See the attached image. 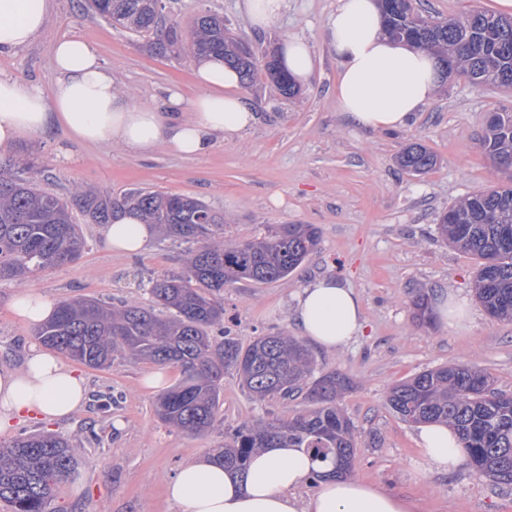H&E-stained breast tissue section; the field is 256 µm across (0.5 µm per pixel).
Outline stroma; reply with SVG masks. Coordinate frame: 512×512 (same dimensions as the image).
I'll return each instance as SVG.
<instances>
[{"instance_id":"stroma-1","label":"stroma","mask_w":512,"mask_h":512,"mask_svg":"<svg viewBox=\"0 0 512 512\" xmlns=\"http://www.w3.org/2000/svg\"><path fill=\"white\" fill-rule=\"evenodd\" d=\"M337 0H288L273 27L248 23L241 0H163L165 19L188 29L202 12L222 15L225 26L253 45L274 48L284 37H304L316 57L314 76L297 97L283 98L266 79L244 88L256 124L224 138L204 154L183 157L167 147L143 154L107 144H76L65 131L33 135L0 155L24 159L42 188L72 197L83 184L120 198L136 189L193 196L224 218V238L241 242L267 224H315L318 249L287 278L241 282L224 290V326L246 344L270 333H293L292 298L315 277L345 280L359 296L365 323L340 351L313 348L319 372L347 376L351 387L339 404L357 428L359 447L351 475L398 495L415 512H512V485L495 483L461 467L436 469L417 443V424L386 403L390 387L423 370L469 362L488 372L496 387L512 393V322L492 318L476 299L474 256L437 238L435 226L452 202L497 183L480 147L490 113L512 112V91L448 78L436 98L400 131L349 128L336 110L337 64L322 37V24ZM86 0H53L47 28L28 47L0 55V71L52 91L54 43L77 35L90 42L130 99L162 106L171 86L185 101L198 94L193 57L182 47L155 54L150 35L113 28L86 13ZM418 142L437 155L431 171L400 170L402 148ZM86 247L72 264L38 273L27 289L53 301L87 298L117 304L148 303L150 278L184 269L187 243L155 236L141 254L112 253L103 228L83 224ZM19 284L0 283V368L24 365L34 326L10 304ZM447 289L466 299L470 316L456 325L413 317L416 294ZM153 363L120 356L103 370L82 368L87 396L72 416L27 420L16 431H50L70 440L79 461L75 475L55 489V512H176L166 487L180 467L229 442L233 429L293 417L304 398L261 403L225 374L221 425L193 435L163 423L155 412L159 390L143 386Z\"/></svg>"}]
</instances>
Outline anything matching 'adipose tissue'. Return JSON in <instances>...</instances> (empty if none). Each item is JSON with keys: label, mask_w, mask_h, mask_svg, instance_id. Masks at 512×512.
Segmentation results:
<instances>
[{"label": "adipose tissue", "mask_w": 512, "mask_h": 512, "mask_svg": "<svg viewBox=\"0 0 512 512\" xmlns=\"http://www.w3.org/2000/svg\"><path fill=\"white\" fill-rule=\"evenodd\" d=\"M50 17L51 0H0V54L28 46ZM323 34L338 65L336 108L354 128L404 129L435 98L440 84L436 57L389 37L377 0H337ZM278 62L298 84L308 83L315 70L309 44L298 37L281 42ZM53 66L56 81L48 94L39 85L0 73V149L25 135L48 136L61 129L78 142L143 153L165 145L192 157L256 122L240 91L238 72L218 57L195 68L201 92L190 106L172 93L163 113L132 102L83 38L58 40ZM153 235L152 226L120 213L106 225L104 239L112 251L136 253L147 249ZM293 317L300 336L328 351L345 348L363 330L361 301L333 276L316 278L301 289ZM85 399L83 376L56 352L31 345L22 369H0V433L26 418H66ZM418 444L443 472L454 471L465 459L455 431L441 422L422 425ZM316 467L298 448L259 449L243 474L212 461H193L169 484V501L180 512H410L405 501L351 477H323L312 495L298 499L296 490Z\"/></svg>", "instance_id": "1"}]
</instances>
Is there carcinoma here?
<instances>
[{
	"label": "carcinoma",
	"instance_id": "obj_1",
	"mask_svg": "<svg viewBox=\"0 0 512 512\" xmlns=\"http://www.w3.org/2000/svg\"><path fill=\"white\" fill-rule=\"evenodd\" d=\"M160 0H90L96 15L114 27L138 34L161 33L154 50L164 54L178 43L179 23L163 25ZM388 34L434 52L441 66H452L474 85L512 89V17L475 9L460 19L435 22L416 11L413 0H380ZM188 47L199 57L217 56L237 69L243 81L263 76L285 98L299 87L246 41L232 36L224 18L198 15ZM481 145L493 161L512 162V112H496L486 121ZM437 156L420 143L398 155L406 173L432 170ZM78 207L92 224H109L118 212L137 214L166 236L193 245L185 270L148 281L152 304L117 307L92 299H65L54 318L36 336L46 347L91 369L112 366L117 354L181 369L182 381L165 391L157 414L165 423L202 434L219 422L224 374L234 372L259 400L287 399L301 392L309 408L291 419L259 422L238 429L215 455L225 467L245 471L251 455L273 444L303 448L328 467L316 471L344 475L357 452V430L336 404L350 380L336 372L315 375L312 353L282 333L240 344L224 330V287L240 281L267 284L288 277L318 248L315 224H267L254 239L224 242L223 219L203 201L159 191H131L117 200L107 192L79 187L65 200L0 169V282L22 284L36 273L77 261L84 250ZM446 243L475 256L476 297L494 318L512 321V184L492 185L448 206L437 225ZM165 309V313L156 308ZM413 317L431 322L428 298L412 301ZM221 333L218 342L213 331ZM394 412L414 423L442 422L466 448L465 466L477 476L512 485V393L494 388L492 377L462 362L424 370L394 385L387 395ZM77 470L69 441L43 431L14 438L0 449V501L11 512H55V487Z\"/></svg>",
	"mask_w": 512,
	"mask_h": 512
}]
</instances>
